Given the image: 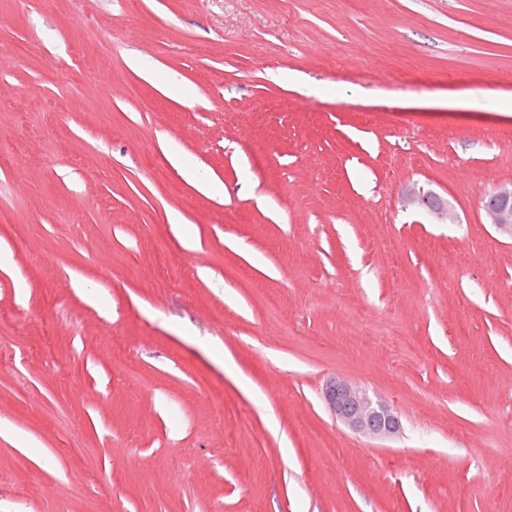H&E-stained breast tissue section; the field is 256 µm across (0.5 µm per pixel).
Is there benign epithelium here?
Masks as SVG:
<instances>
[{
  "instance_id": "1",
  "label": "benign epithelium",
  "mask_w": 512,
  "mask_h": 512,
  "mask_svg": "<svg viewBox=\"0 0 512 512\" xmlns=\"http://www.w3.org/2000/svg\"><path fill=\"white\" fill-rule=\"evenodd\" d=\"M407 203L424 209L439 224L457 223V214L448 200L411 189ZM486 223L512 236V185L496 189L491 198L482 202ZM325 399L336 418L353 432L369 438L393 437L400 431L397 413L385 402L371 398L360 386L343 379H333L326 385Z\"/></svg>"
}]
</instances>
